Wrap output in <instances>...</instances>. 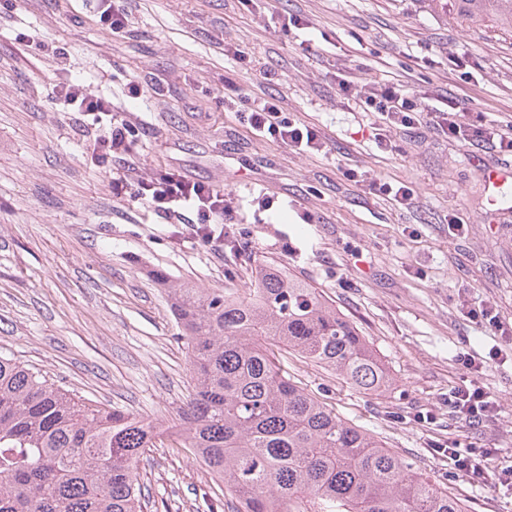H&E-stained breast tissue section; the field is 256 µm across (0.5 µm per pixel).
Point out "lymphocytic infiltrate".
<instances>
[{
    "label": "lymphocytic infiltrate",
    "mask_w": 512,
    "mask_h": 512,
    "mask_svg": "<svg viewBox=\"0 0 512 512\" xmlns=\"http://www.w3.org/2000/svg\"><path fill=\"white\" fill-rule=\"evenodd\" d=\"M60 72L67 79L54 86L57 98L73 111L82 113L80 129L93 166L108 179L112 196L118 201L140 204L166 224H182L194 242L223 245L225 233L220 225L234 211V199L223 189L188 179L177 169L160 173L146 172L138 151L137 126L127 119L125 109L114 104L110 95L100 91L93 81L69 78L70 57L65 48L51 50ZM340 93L354 100L361 111L371 114L381 131L390 133L404 127L428 125L446 137L468 145H489L503 153L512 152V132L490 134L481 119L469 109L452 105L450 110L421 107L414 92L402 83L356 86L345 75L336 78ZM249 127L259 135H268L282 143L320 150L315 131L288 118L276 99L253 101L246 115ZM451 415L459 422L479 426L497 421L501 408L483 387L472 383L461 387L448 398ZM449 461L464 477L498 489L512 487V469L498 471L489 462L490 448L445 451Z\"/></svg>",
    "instance_id": "obj_1"
}]
</instances>
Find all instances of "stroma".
Masks as SVG:
<instances>
[{"mask_svg": "<svg viewBox=\"0 0 512 512\" xmlns=\"http://www.w3.org/2000/svg\"><path fill=\"white\" fill-rule=\"evenodd\" d=\"M124 2L129 32L114 37L81 0H0L13 14L0 24V352L167 426L190 380L168 285L245 288L272 263L348 316L393 383L364 394L292 358L296 380L448 487L465 512H512V492L472 483L439 454L493 448L492 466H512V361L478 373L459 361L483 360L493 344L460 314L461 300L490 303L512 324V180L488 179L512 171V156L418 125L380 150L370 119L336 85L341 72L404 80L425 107L459 102L502 130L512 125V33L489 16L458 18L446 0ZM38 41L66 48L72 75L103 90L138 81L142 95L125 107L145 122L147 167L178 168L236 199L221 250L181 241L177 225L113 199L90 169L77 113L49 96L63 75ZM457 52L477 61L472 73L449 65ZM240 95L278 99L322 151L253 135L232 104ZM218 96L229 106L216 108ZM374 176L411 185L414 204L371 190ZM472 381L499 402L497 422L449 417V393ZM143 481L148 512H209L217 488L206 467L167 447L154 450Z\"/></svg>", "mask_w": 512, "mask_h": 512, "instance_id": "1", "label": "stroma"}]
</instances>
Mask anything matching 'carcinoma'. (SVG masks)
Returning <instances> with one entry per match:
<instances>
[{"instance_id":"cac0c4a2","label":"carcinoma","mask_w":512,"mask_h":512,"mask_svg":"<svg viewBox=\"0 0 512 512\" xmlns=\"http://www.w3.org/2000/svg\"><path fill=\"white\" fill-rule=\"evenodd\" d=\"M512 30V0H450ZM191 391L164 427L56 386L0 356V512H143L140 466L175 438L236 512H464L368 430L339 418L276 362L293 351L366 394L391 376L318 289L274 265L249 288L170 289Z\"/></svg>"}]
</instances>
